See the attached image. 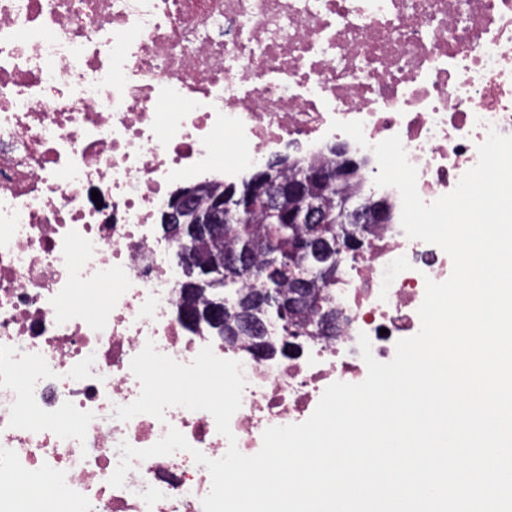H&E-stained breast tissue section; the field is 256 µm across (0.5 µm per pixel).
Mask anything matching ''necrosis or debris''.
<instances>
[{"instance_id":"obj_1","label":"necrosis or debris","mask_w":512,"mask_h":512,"mask_svg":"<svg viewBox=\"0 0 512 512\" xmlns=\"http://www.w3.org/2000/svg\"><path fill=\"white\" fill-rule=\"evenodd\" d=\"M359 121L365 144L332 130ZM512 135V0H0V512L20 473L45 512H202L205 465L228 449L212 415L182 407L123 422L147 341L190 363L239 361L230 427L251 456L336 382L367 376L420 329L425 282L450 257L408 238L372 151L400 136L425 202L453 191L490 130ZM345 147L393 206L336 272L340 328L254 358L191 330L175 309L173 244L157 216L172 187L227 182L278 153ZM190 451L133 460L169 428Z\"/></svg>"}]
</instances>
